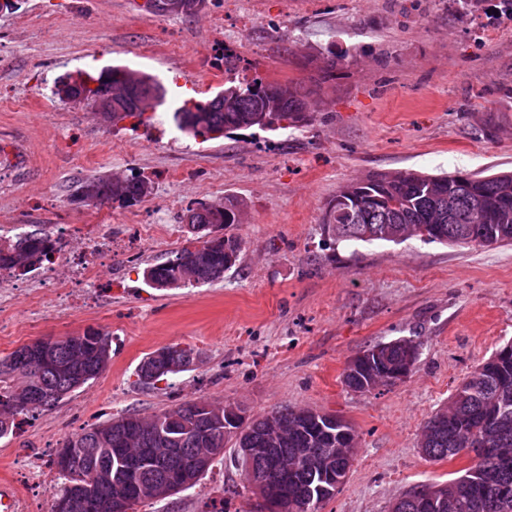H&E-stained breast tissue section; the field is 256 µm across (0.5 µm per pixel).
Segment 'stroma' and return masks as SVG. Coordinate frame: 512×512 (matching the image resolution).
Instances as JSON below:
<instances>
[{
    "mask_svg": "<svg viewBox=\"0 0 512 512\" xmlns=\"http://www.w3.org/2000/svg\"><path fill=\"white\" fill-rule=\"evenodd\" d=\"M499 0L457 13L449 0H206L195 15L159 14L144 0H18L0 12V231H40L66 263L81 259L64 224L108 231L120 246L95 265L86 303L42 288L50 266L0 288V356L42 338L94 328L112 337L95 380L20 417L0 440V479L18 512H48L58 477L28 481L30 462L62 440L136 412L206 400L248 414L282 406L342 416L359 451L320 512H389L410 489L454 478L468 456L433 461L424 422L504 343L512 342V246H450L412 238L337 243L323 222L340 185L408 169L431 175L512 170V17ZM247 75L309 81V59L347 55L317 90L300 129H248L201 143L172 122L111 124L54 96L56 79L89 67L150 73L170 99L224 87L225 51ZM138 175L153 186L136 205L79 203L76 181ZM238 201L230 231L240 257L223 279L158 289L143 270L188 246L189 207ZM420 346L403 382L356 392L342 380L367 348ZM193 348L185 371L141 383L147 354ZM259 499L227 446L191 489L137 512H257Z\"/></svg>",
    "mask_w": 512,
    "mask_h": 512,
    "instance_id": "1",
    "label": "stroma"
}]
</instances>
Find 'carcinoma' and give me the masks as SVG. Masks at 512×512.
<instances>
[{
  "label": "carcinoma",
  "instance_id": "1",
  "mask_svg": "<svg viewBox=\"0 0 512 512\" xmlns=\"http://www.w3.org/2000/svg\"><path fill=\"white\" fill-rule=\"evenodd\" d=\"M346 56H332L319 67L313 78L319 87L333 79L336 69L345 65ZM236 55L224 54L226 86L211 100L187 99L172 111V121L181 132L201 142L219 141L230 132L258 128L260 130L298 129L312 121L306 111L312 89L290 80L279 84L280 111H260V93L267 85L260 76L239 77ZM123 67L101 70L97 73L80 71L64 80L72 84V100L90 106L101 98L117 96L121 84L115 77ZM154 86L142 87L127 100L113 102L112 120L134 118L138 122L154 120V114L166 104V98L142 108L139 102L152 97ZM94 189L92 202L118 201L127 205L140 202L151 193L150 182L132 176L122 183L113 182L105 175L86 178L80 184L83 190ZM361 198H376L373 210H356L333 197L327 204L339 225L338 242H392L402 243L417 237L425 243L457 246L512 245V171L502 170L477 179L464 178L457 172L446 176H426L412 171L377 174L366 180L344 185ZM475 207L483 208L488 216L485 224L469 223V213ZM186 224L200 229L194 235L199 245L184 247L164 262L150 264L144 278L157 286L176 275L184 278V285L211 283L224 276L234 266L241 253V243L233 234L222 229L238 223V208L234 204L215 205L201 202L188 210ZM55 252V244L44 233L23 232L12 238L0 237V268L27 272L45 262ZM98 339L90 346L75 351L69 342L75 336L55 341L58 350L55 363L31 370L19 368L14 354L0 358V439L12 435L18 427L17 418L35 410L32 397L36 393L52 396L51 406L67 394L96 379L112 358L110 334L95 330ZM385 369L392 371L403 364L407 347L399 342L378 345ZM170 357L151 367L140 363L138 376H148L159 382L176 374L174 367L194 360L195 350L170 345ZM181 419L178 430L166 447L170 451L151 448L155 416H137L131 435L121 431V423L132 417L124 413L112 420L93 426L83 432L67 436L61 447L68 448L76 458L73 470H57L61 480L58 497L67 495L71 486L82 478L96 476L112 466L118 448H147L158 458L156 464H145L136 470V485L127 490L129 512L151 500L149 486L162 476L178 468L180 461L191 456L197 448H224L230 441L234 447L241 442L224 433V425L213 426L209 432L197 431V403H184L168 410ZM448 416L445 431L436 424L442 415ZM250 430L245 434L251 448L266 447L268 415L249 418ZM317 424L301 426L288 433L273 452L292 458L298 449H305L306 460L300 462L293 478L278 483V490L295 504L292 512H319L321 504L329 500L322 492L319 469L314 463L336 456L341 446L339 434H313ZM422 437L427 439L425 456L431 460H447L461 453H469L476 441L497 449V454L484 462H472L464 473L443 484L432 486L433 496L426 502L412 499L413 492L401 496L402 512H512V360L496 362L489 358L479 364L469 377L456 388L448 405L438 410L425 423Z\"/></svg>",
  "mask_w": 512,
  "mask_h": 512
}]
</instances>
